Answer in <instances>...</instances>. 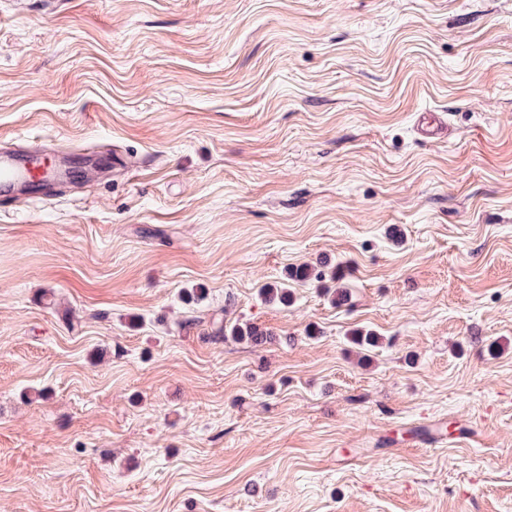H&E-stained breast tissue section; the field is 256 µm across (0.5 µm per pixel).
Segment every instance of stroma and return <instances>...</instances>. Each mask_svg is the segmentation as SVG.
<instances>
[{
    "mask_svg": "<svg viewBox=\"0 0 512 512\" xmlns=\"http://www.w3.org/2000/svg\"><path fill=\"white\" fill-rule=\"evenodd\" d=\"M50 143L132 167L0 202V512H512V0H0ZM326 277V272L311 265H302L291 267L287 270L282 282L276 284H269L262 288V293L266 300L269 302H278L280 304H288L291 299L290 290L288 289L290 283L293 285L305 283L310 280L323 279ZM230 336L238 342H246L252 345H261L270 338V333L251 323L227 325L223 320L213 322L211 338L220 340Z\"/></svg>",
    "mask_w": 512,
    "mask_h": 512,
    "instance_id": "35a3bbf8",
    "label": "stroma"
}]
</instances>
